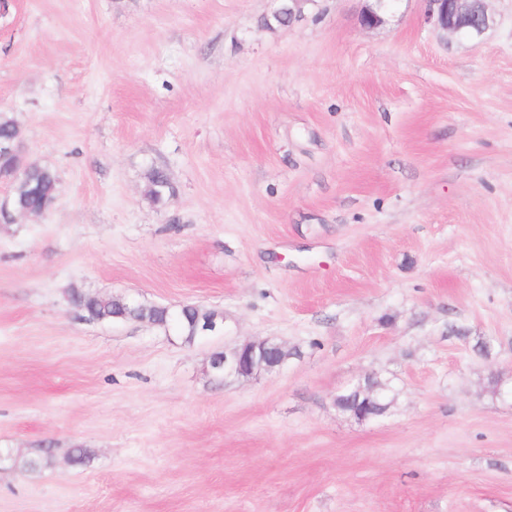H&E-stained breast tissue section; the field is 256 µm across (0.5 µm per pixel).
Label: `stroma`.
<instances>
[{
  "mask_svg": "<svg viewBox=\"0 0 512 512\" xmlns=\"http://www.w3.org/2000/svg\"><path fill=\"white\" fill-rule=\"evenodd\" d=\"M362 5H0V112L58 176L0 223V449L53 461H0V512H512V0L475 39ZM74 290L224 331L88 321ZM263 338L279 371L214 378ZM366 376L386 415L337 411ZM366 4L360 13V25L364 29H375L383 26L392 14L399 0H363ZM148 180L153 191L148 193L149 199L154 204H163L172 195L173 189L166 172L159 168H153L148 174Z\"/></svg>",
  "mask_w": 512,
  "mask_h": 512,
  "instance_id": "35a3bbf8",
  "label": "stroma"
}]
</instances>
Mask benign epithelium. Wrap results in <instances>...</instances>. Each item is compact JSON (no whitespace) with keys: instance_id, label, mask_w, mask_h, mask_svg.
I'll use <instances>...</instances> for the list:
<instances>
[{"instance_id":"7a95c632","label":"benign epithelium","mask_w":512,"mask_h":512,"mask_svg":"<svg viewBox=\"0 0 512 512\" xmlns=\"http://www.w3.org/2000/svg\"><path fill=\"white\" fill-rule=\"evenodd\" d=\"M272 15L288 14V22L301 17L306 0H275ZM399 0H365L360 13V25L375 29L384 25ZM423 21L441 33L477 38L493 24L485 0H421ZM280 344L264 339L245 341L235 347L213 353L210 368L213 375L229 379L249 378L260 371L273 372L283 366L285 359L277 357Z\"/></svg>"}]
</instances>
